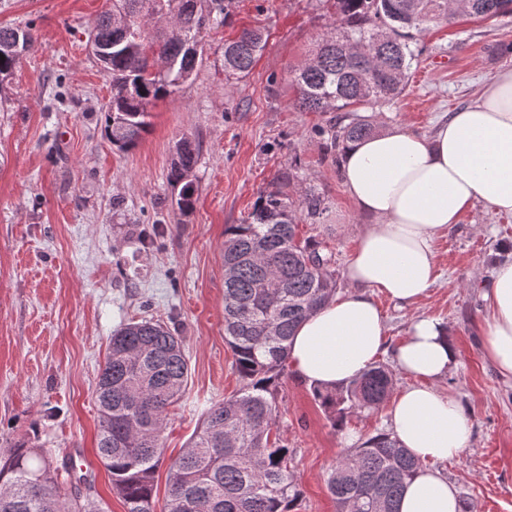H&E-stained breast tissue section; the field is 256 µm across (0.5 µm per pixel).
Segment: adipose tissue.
<instances>
[{
    "label": "adipose tissue",
    "mask_w": 512,
    "mask_h": 512,
    "mask_svg": "<svg viewBox=\"0 0 512 512\" xmlns=\"http://www.w3.org/2000/svg\"><path fill=\"white\" fill-rule=\"evenodd\" d=\"M345 192L367 220L346 267L347 288L297 327L289 362L302 381L335 388L359 377L384 351L386 324L374 300L383 294L407 308L437 278L438 236L477 201L512 213V68L499 72L473 105L438 124L433 135L388 127L348 142L342 153ZM485 357L512 377V258L484 285ZM412 377L394 399V435L419 460L399 512H461L456 487L437 463L467 448L471 428L459 400L434 386L456 366L457 351L435 318L419 315L395 349Z\"/></svg>",
    "instance_id": "ef3b65f1"
}]
</instances>
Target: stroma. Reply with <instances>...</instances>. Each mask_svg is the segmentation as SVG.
Instances as JSON below:
<instances>
[{
	"label": "stroma",
	"instance_id": "obj_1",
	"mask_svg": "<svg viewBox=\"0 0 512 512\" xmlns=\"http://www.w3.org/2000/svg\"><path fill=\"white\" fill-rule=\"evenodd\" d=\"M105 5L0 0V26L34 36L0 81V445L39 433L55 457L88 476L69 481L67 491L105 512H125L96 455L94 388L112 334L147 318L182 336L188 383L164 431L165 457L176 458L205 410L243 385L224 341L227 226L242 223L278 173L293 168L284 188L289 200L312 189L325 202L316 223L299 219L298 234L332 251L342 290L365 220L345 193L341 151L320 134L335 113L292 105V70L333 22L332 0H233L225 24L201 36L196 75L150 104L148 134L124 153L102 136L111 83L88 45ZM246 27L261 29L266 47L249 75L225 79L224 43ZM421 42L402 95L366 112L375 127L431 133L472 104L500 69L512 68V17L437 24ZM184 137L199 146L191 174L198 199L187 215L167 182ZM436 249L437 281L415 306L376 298L388 328L380 362L403 389L412 379L397 371L391 353L411 318L428 315L446 326L458 362L435 386L459 399L471 438L438 468L473 512H512V379L483 353V284L512 257V213L476 203ZM276 405L293 450L294 512H336L328 472L352 439L390 431L389 404L352 415L338 430L310 385L288 372Z\"/></svg>",
	"mask_w": 512,
	"mask_h": 512
}]
</instances>
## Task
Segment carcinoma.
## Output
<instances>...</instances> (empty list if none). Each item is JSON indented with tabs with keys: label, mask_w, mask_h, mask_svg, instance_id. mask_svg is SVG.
I'll list each match as a JSON object with an SVG mask.
<instances>
[{
	"label": "carcinoma",
	"mask_w": 512,
	"mask_h": 512,
	"mask_svg": "<svg viewBox=\"0 0 512 512\" xmlns=\"http://www.w3.org/2000/svg\"><path fill=\"white\" fill-rule=\"evenodd\" d=\"M455 0H336V17L313 55L294 70L293 106L310 112H358L398 97L422 54L420 35L433 23H451ZM165 15L171 30L144 36L143 9ZM224 0H113L94 27L91 43L112 47L101 65L111 79L104 111L105 138L120 152L136 148L149 123L147 106L175 93L202 62L199 34L224 23ZM478 18L512 16V0H466ZM29 31L0 27V76L16 65L18 40ZM266 45L258 29L224 43V75L245 77ZM320 133L330 145L373 133L366 120L337 119ZM199 145L183 138L167 175L179 188L176 204L193 210L189 174ZM301 212L315 220L324 199L309 192ZM296 210L277 187L263 194L241 224L224 231V340L244 381L238 394L210 406L179 457L169 463L162 512H293L299 491L288 444L274 432L275 395L298 325L337 289L332 253L298 238ZM275 277L281 288L267 287ZM189 375L181 337L152 319L126 324L112 335L94 390L97 452L126 512H157L155 474L163 461L169 407L184 394ZM393 389L391 374L374 365L334 390L312 387L332 424L341 429L357 411L379 405ZM420 463L396 437L380 432L348 449L332 466L327 489L336 512H397ZM73 467L58 463L38 432L0 452V512H105L63 485Z\"/></svg>",
	"instance_id": "obj_1"
}]
</instances>
